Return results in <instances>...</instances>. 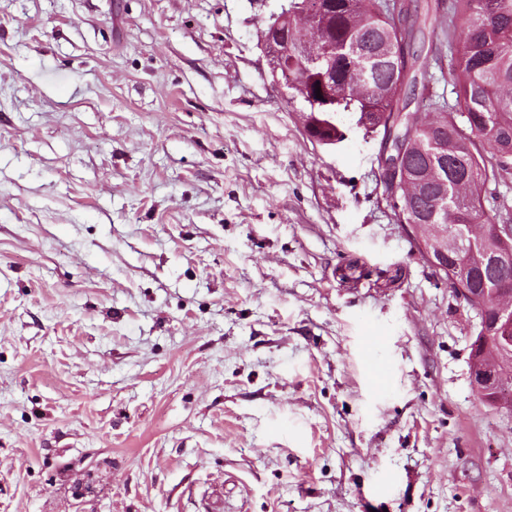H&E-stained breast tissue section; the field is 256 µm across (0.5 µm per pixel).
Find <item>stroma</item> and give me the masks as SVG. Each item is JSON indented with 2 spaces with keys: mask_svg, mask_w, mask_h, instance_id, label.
Here are the masks:
<instances>
[{
  "mask_svg": "<svg viewBox=\"0 0 512 512\" xmlns=\"http://www.w3.org/2000/svg\"><path fill=\"white\" fill-rule=\"evenodd\" d=\"M281 2L0 0V512H512L477 311L286 105Z\"/></svg>",
  "mask_w": 512,
  "mask_h": 512,
  "instance_id": "35a3bbf8",
  "label": "stroma"
}]
</instances>
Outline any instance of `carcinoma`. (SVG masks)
<instances>
[{
  "mask_svg": "<svg viewBox=\"0 0 512 512\" xmlns=\"http://www.w3.org/2000/svg\"><path fill=\"white\" fill-rule=\"evenodd\" d=\"M398 24L383 0H288V100L304 103L305 130L321 145L344 137L338 119L356 117L364 137L382 135L398 162L397 195L388 206L397 222L419 232L425 261L453 256L444 279L453 292L481 298L483 315H512V221L486 206L488 184L512 175V0H404ZM448 12L450 72L461 112L417 87V42H441L432 13ZM318 18L329 48L315 47L304 14ZM336 87L316 98L329 65ZM435 105L410 112L415 96ZM483 405L512 412V377L501 390L478 392Z\"/></svg>",
  "mask_w": 512,
  "mask_h": 512,
  "instance_id": "cac0c4a2",
  "label": "carcinoma"
}]
</instances>
